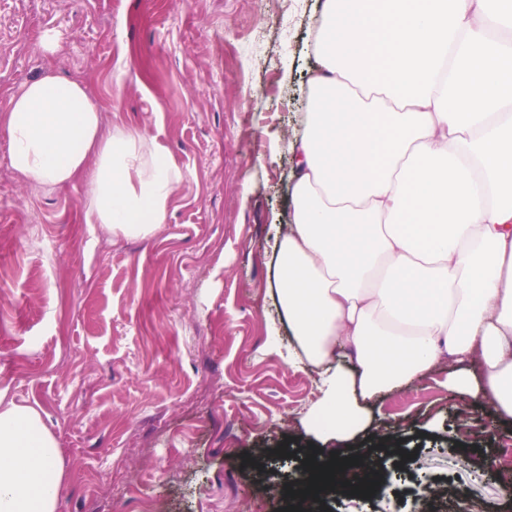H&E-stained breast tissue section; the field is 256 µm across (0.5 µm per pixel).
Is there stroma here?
Here are the masks:
<instances>
[{
  "instance_id": "stroma-1",
  "label": "stroma",
  "mask_w": 512,
  "mask_h": 512,
  "mask_svg": "<svg viewBox=\"0 0 512 512\" xmlns=\"http://www.w3.org/2000/svg\"><path fill=\"white\" fill-rule=\"evenodd\" d=\"M321 2L0 0V111L52 70L86 84L106 125L148 128L182 171L162 230L115 238L86 223L83 180L19 177L0 130V240L28 242L0 253V395L36 407L57 440V512H280L308 451L361 455L381 433L401 467L334 512H427L424 475L512 512V423L453 385L474 363L384 393L352 440L306 429L321 392L287 357L273 265L292 207L283 138L301 129ZM47 31L55 52H34ZM282 445L284 463L258 460Z\"/></svg>"
}]
</instances>
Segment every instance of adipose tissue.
<instances>
[{
	"mask_svg": "<svg viewBox=\"0 0 512 512\" xmlns=\"http://www.w3.org/2000/svg\"><path fill=\"white\" fill-rule=\"evenodd\" d=\"M308 110L292 155V222L274 279L339 440L366 403L454 358L468 402L512 419V0H324ZM12 168L87 182L86 221L148 239L179 166L144 127H103L54 72L13 95ZM349 348L359 367L339 361ZM57 441L38 409L0 399V512H56Z\"/></svg>",
	"mask_w": 512,
	"mask_h": 512,
	"instance_id": "1",
	"label": "adipose tissue"
}]
</instances>
